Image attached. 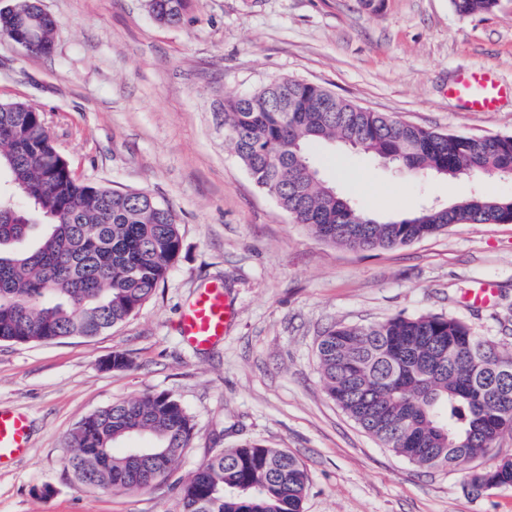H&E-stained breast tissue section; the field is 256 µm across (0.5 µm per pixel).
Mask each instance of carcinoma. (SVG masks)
<instances>
[{
  "mask_svg": "<svg viewBox=\"0 0 512 512\" xmlns=\"http://www.w3.org/2000/svg\"><path fill=\"white\" fill-rule=\"evenodd\" d=\"M496 0H451L470 16ZM190 0H155L162 25L183 20ZM44 26L35 54L53 47ZM354 142L373 160L416 176L480 180L512 174V135L473 136L422 128L373 112L303 80L281 79L224 101V142L255 186L293 223L355 250L407 245L457 224H497L512 200L477 191L451 205L381 220L323 181L316 144ZM0 342L92 337L137 313L182 247L173 210L147 191H120L75 176L44 116L22 102L0 104ZM23 197L30 210L12 199ZM318 365L328 396L363 430L421 469L463 471L475 497L512 489V454L490 451L512 429V352L453 318L399 314L368 325L337 324L321 336ZM144 433L152 457L136 460L115 443ZM194 436L175 397L147 394L83 419L67 460L82 486L136 492L166 479ZM492 457L478 467L471 462ZM308 473L293 455L244 442L217 451L180 488L182 512H302Z\"/></svg>",
  "mask_w": 512,
  "mask_h": 512,
  "instance_id": "1",
  "label": "carcinoma"
}]
</instances>
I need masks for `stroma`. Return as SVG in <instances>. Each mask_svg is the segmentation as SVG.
<instances>
[{
  "label": "stroma",
  "mask_w": 512,
  "mask_h": 512,
  "mask_svg": "<svg viewBox=\"0 0 512 512\" xmlns=\"http://www.w3.org/2000/svg\"><path fill=\"white\" fill-rule=\"evenodd\" d=\"M54 49L0 39V103L43 113L77 177L145 190L171 207L182 249L126 323L93 337L0 343V406L28 414L29 453L0 469V512H181L179 485L212 454L253 441L309 474L303 512H512V490L468 494L457 469L423 470L385 448L327 395L317 345L335 324L432 313L512 349V224H458L406 246L329 244L253 183L224 145L221 105L272 80L322 85L364 108L467 135H512V98L469 112L448 95L459 69L512 85V0L462 17L450 0H193L175 26L145 0H42ZM322 178L380 219L474 191L512 197V177L421 183L361 153L311 149ZM493 283L489 304L467 301ZM219 283L235 310L221 342L178 334L198 288ZM128 368H106L113 353ZM167 393L195 436L169 477L132 493L78 486L67 460L86 416Z\"/></svg>",
  "instance_id": "obj_1"
}]
</instances>
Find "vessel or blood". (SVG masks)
<instances>
[{"instance_id":"vessel-or-blood-1","label":"vessel or blood","mask_w":512,"mask_h":512,"mask_svg":"<svg viewBox=\"0 0 512 512\" xmlns=\"http://www.w3.org/2000/svg\"><path fill=\"white\" fill-rule=\"evenodd\" d=\"M448 92L470 111L491 112L506 96L507 88L491 74L460 70ZM234 310L218 285L199 288L182 309L178 332L189 346L205 350L223 339ZM30 448V424L21 412L0 408V466L25 455Z\"/></svg>"}]
</instances>
